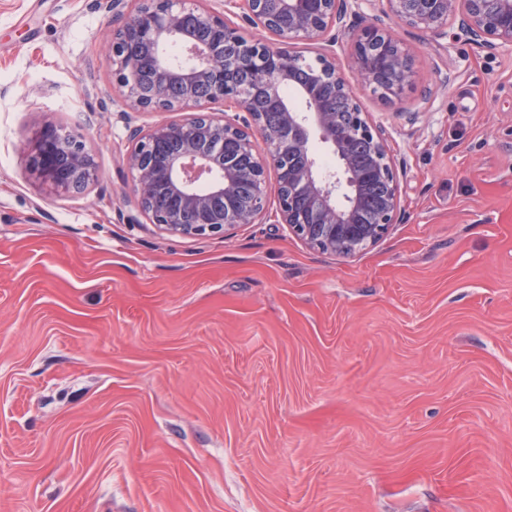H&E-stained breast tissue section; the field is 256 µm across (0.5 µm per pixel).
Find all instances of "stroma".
<instances>
[{
  "label": "stroma",
  "instance_id": "obj_1",
  "mask_svg": "<svg viewBox=\"0 0 512 512\" xmlns=\"http://www.w3.org/2000/svg\"><path fill=\"white\" fill-rule=\"evenodd\" d=\"M103 0H0V512H512V45L356 0L332 51L386 139L390 232L172 236L129 193ZM390 29L399 99L358 81ZM82 134L59 195L25 145ZM406 57L407 54L391 30L367 25L354 42V64L363 86L374 88L380 70L395 74L392 81L381 87V95L386 99L399 98L412 80V71L403 65ZM27 151L31 175L58 194L87 189L98 178L83 136L75 131L47 126L34 133Z\"/></svg>",
  "mask_w": 512,
  "mask_h": 512
}]
</instances>
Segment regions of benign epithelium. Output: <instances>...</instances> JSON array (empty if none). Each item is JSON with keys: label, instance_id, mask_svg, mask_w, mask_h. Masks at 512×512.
Here are the masks:
<instances>
[{"label": "benign epithelium", "instance_id": "benign-epithelium-1", "mask_svg": "<svg viewBox=\"0 0 512 512\" xmlns=\"http://www.w3.org/2000/svg\"><path fill=\"white\" fill-rule=\"evenodd\" d=\"M397 19L439 30L456 18L477 39L512 44V0H385ZM224 0V15L203 0H107L112 75L122 118L133 142L126 161L140 211L161 232L177 236L223 234L240 224L274 218L313 249L350 257L373 247L394 224L399 184L389 147L336 68L320 53L318 68L298 80L306 57L299 41L322 40L343 22L348 0ZM272 35L245 38L227 15ZM180 48L175 58L168 48ZM407 57L390 30L367 25L353 59L363 86L381 70L395 77L381 87L397 99L412 80ZM297 90L300 104L286 90ZM351 104L352 122L339 123L336 99ZM243 111L239 125L215 109ZM192 112L182 121L133 125L143 112ZM265 145L258 152L255 137ZM336 160L321 168L313 141ZM32 176L58 194L86 189L97 178L83 136L62 127L36 131L27 147ZM275 176L278 207L266 211ZM382 187L372 219L358 212L369 191ZM249 198L236 201L239 188Z\"/></svg>", "mask_w": 512, "mask_h": 512}]
</instances>
